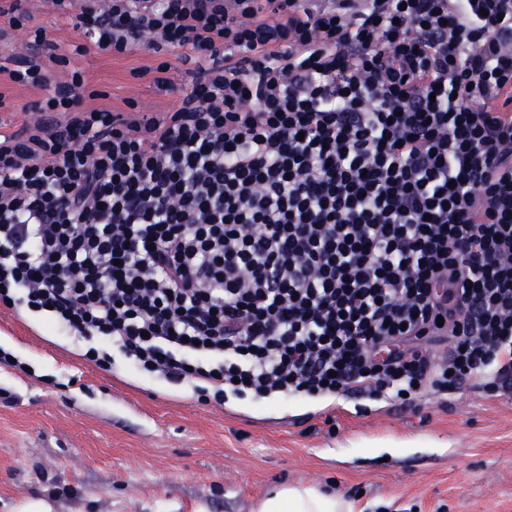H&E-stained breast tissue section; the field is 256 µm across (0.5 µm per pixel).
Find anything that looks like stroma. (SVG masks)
Listing matches in <instances>:
<instances>
[{"label": "stroma", "instance_id": "stroma-1", "mask_svg": "<svg viewBox=\"0 0 512 512\" xmlns=\"http://www.w3.org/2000/svg\"><path fill=\"white\" fill-rule=\"evenodd\" d=\"M34 25L69 53L113 109L145 112L180 101L135 69L144 49L113 58L80 41L69 17L35 9ZM0 345L32 368L0 366V512H252L283 483H310L352 499L358 512H512V394L473 379L426 390L412 404L356 394L282 401H198L186 385L105 370L40 321L0 307Z\"/></svg>", "mask_w": 512, "mask_h": 512}]
</instances>
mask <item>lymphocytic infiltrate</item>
I'll use <instances>...</instances> for the list:
<instances>
[{
	"label": "lymphocytic infiltrate",
	"instance_id": "obj_1",
	"mask_svg": "<svg viewBox=\"0 0 512 512\" xmlns=\"http://www.w3.org/2000/svg\"><path fill=\"white\" fill-rule=\"evenodd\" d=\"M98 52L191 87L115 112L30 0L4 72L0 304L98 367L225 394L512 392V0H43ZM1 91L6 94V106L0 107V126L1 122L12 121L14 122L13 129L19 128V122L24 118L30 119L35 116V112H23L25 106L30 105L33 101L42 97L45 92L28 87L18 86L10 83L6 74H0ZM15 117V120H14Z\"/></svg>",
	"mask_w": 512,
	"mask_h": 512
}]
</instances>
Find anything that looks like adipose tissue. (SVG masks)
<instances>
[{"mask_svg": "<svg viewBox=\"0 0 512 512\" xmlns=\"http://www.w3.org/2000/svg\"><path fill=\"white\" fill-rule=\"evenodd\" d=\"M253 512H355L353 503L314 485L284 484L259 501Z\"/></svg>", "mask_w": 512, "mask_h": 512, "instance_id": "adipose-tissue-1", "label": "adipose tissue"}]
</instances>
